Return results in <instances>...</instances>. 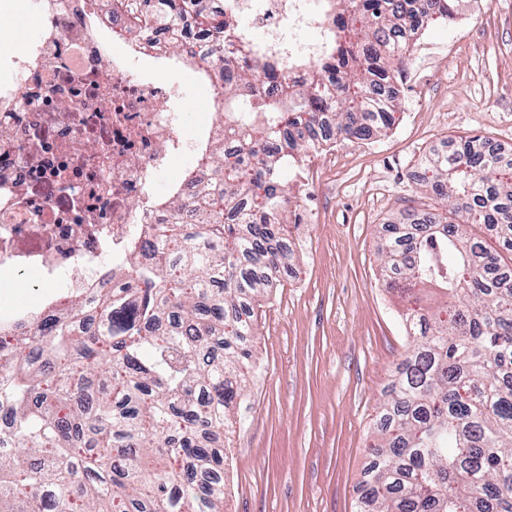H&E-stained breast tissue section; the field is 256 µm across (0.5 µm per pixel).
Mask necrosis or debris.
<instances>
[{
    "label": "necrosis or debris",
    "mask_w": 512,
    "mask_h": 512,
    "mask_svg": "<svg viewBox=\"0 0 512 512\" xmlns=\"http://www.w3.org/2000/svg\"><path fill=\"white\" fill-rule=\"evenodd\" d=\"M47 24L26 55L0 50V274L37 273L85 299L110 285L106 264L129 252V230L163 217L161 173L196 153L186 102L159 71L164 43L142 40L132 0H30ZM295 79V59L324 60L338 33L334 0H227ZM135 39L134 53L117 43Z\"/></svg>",
    "instance_id": "necrosis-or-debris-1"
}]
</instances>
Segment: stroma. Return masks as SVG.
Here are the masks:
<instances>
[{"label": "stroma", "mask_w": 512, "mask_h": 512, "mask_svg": "<svg viewBox=\"0 0 512 512\" xmlns=\"http://www.w3.org/2000/svg\"><path fill=\"white\" fill-rule=\"evenodd\" d=\"M466 31L430 23L414 51L398 122L317 157L315 217L293 272L255 303L256 367L228 436L226 512H355L365 448L391 376L411 347L407 303L380 280L384 226L426 212L412 172L448 136L476 134L512 154V0H479ZM26 0L0 37L35 39Z\"/></svg>", "instance_id": "stroma-1"}]
</instances>
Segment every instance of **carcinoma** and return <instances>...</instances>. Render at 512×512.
<instances>
[{
	"label": "carcinoma",
	"mask_w": 512,
	"mask_h": 512,
	"mask_svg": "<svg viewBox=\"0 0 512 512\" xmlns=\"http://www.w3.org/2000/svg\"><path fill=\"white\" fill-rule=\"evenodd\" d=\"M135 0L146 32L193 57L211 42L233 144L202 157L166 204L150 262L131 250L123 287L95 314L69 297L0 333V512H223L224 434L253 357L252 302L288 268L284 168L334 135L392 128L393 58L458 0H338L342 29L322 65L279 84L269 53L225 21V0ZM262 85L281 86L269 101ZM420 184L444 202L421 224H390L386 286L415 298L414 338L379 405L357 512H512V164L477 136L422 155Z\"/></svg>",
	"instance_id": "1"
}]
</instances>
